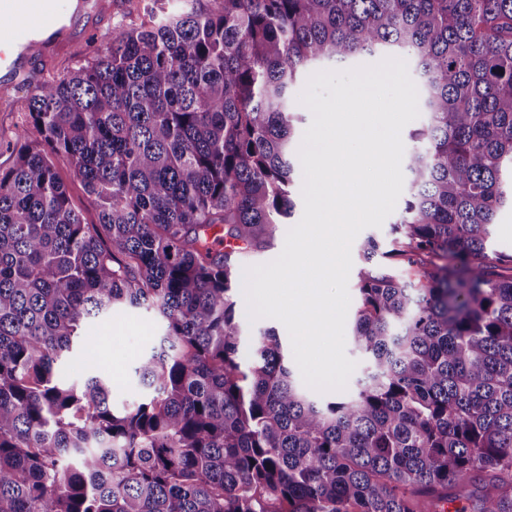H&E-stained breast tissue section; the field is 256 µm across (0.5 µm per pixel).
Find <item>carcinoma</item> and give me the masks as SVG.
I'll return each instance as SVG.
<instances>
[{"label":"carcinoma","mask_w":512,"mask_h":512,"mask_svg":"<svg viewBox=\"0 0 512 512\" xmlns=\"http://www.w3.org/2000/svg\"><path fill=\"white\" fill-rule=\"evenodd\" d=\"M381 50L415 63L424 146L392 248H360L368 371L323 402L273 329L242 366L234 292L295 208L289 88ZM28 115L40 141L0 169V512H512V253L488 250L512 209V0H188L119 25ZM121 308L163 335L117 412L55 364ZM54 163L60 177L68 188L72 205L83 215L88 223L96 224L98 222L97 210L86 195L80 179L73 173L69 161L63 156H58L54 158Z\"/></svg>","instance_id":"1"}]
</instances>
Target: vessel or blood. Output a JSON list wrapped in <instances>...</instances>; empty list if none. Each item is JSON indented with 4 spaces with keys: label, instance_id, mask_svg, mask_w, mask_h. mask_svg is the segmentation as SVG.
Segmentation results:
<instances>
[{
    "label": "vessel or blood",
    "instance_id": "obj_1",
    "mask_svg": "<svg viewBox=\"0 0 512 512\" xmlns=\"http://www.w3.org/2000/svg\"><path fill=\"white\" fill-rule=\"evenodd\" d=\"M102 8L101 0H0V88L23 84L32 63L47 59Z\"/></svg>",
    "mask_w": 512,
    "mask_h": 512
}]
</instances>
